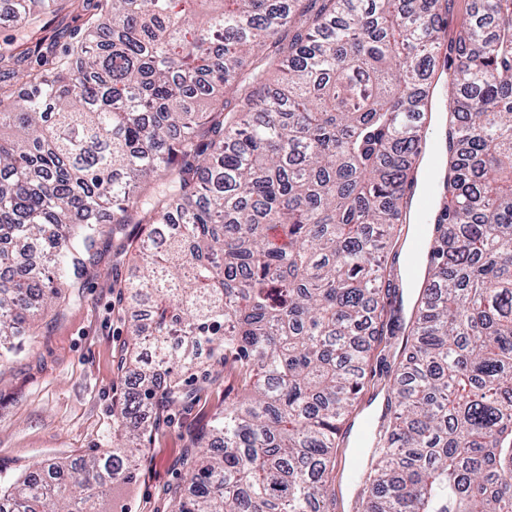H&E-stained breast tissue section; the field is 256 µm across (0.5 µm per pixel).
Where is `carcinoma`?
Returning <instances> with one entry per match:
<instances>
[{
  "instance_id": "obj_1",
  "label": "carcinoma",
  "mask_w": 512,
  "mask_h": 512,
  "mask_svg": "<svg viewBox=\"0 0 512 512\" xmlns=\"http://www.w3.org/2000/svg\"><path fill=\"white\" fill-rule=\"evenodd\" d=\"M56 0H17L23 19ZM73 55L0 85V364L128 227L130 389L113 448L0 486V512H92L147 411L230 367L170 512H334L330 464L403 291L427 72L452 54L432 280L410 316L360 512H512V0L444 45L442 0H102ZM198 448H208L202 455Z\"/></svg>"
}]
</instances>
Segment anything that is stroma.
Listing matches in <instances>:
<instances>
[{"mask_svg": "<svg viewBox=\"0 0 512 512\" xmlns=\"http://www.w3.org/2000/svg\"><path fill=\"white\" fill-rule=\"evenodd\" d=\"M100 0H59L45 13L18 20L0 0V47L20 56L19 72L37 68L36 45L52 44L57 56L86 37L102 19ZM123 236L101 239L94 266L78 288H66L39 322L37 336L0 369V476L12 478L39 463L105 453L112 448V411L126 394L120 366L129 339L118 283L129 275ZM352 414L354 423L380 416L387 394V366L372 360ZM234 376L220 370L186 382V399L163 415H148L145 446L133 461L132 483L113 489L95 512H170L166 495L183 474L191 438L205 428L236 391Z\"/></svg>", "mask_w": 512, "mask_h": 512, "instance_id": "stroma-1", "label": "stroma"}]
</instances>
